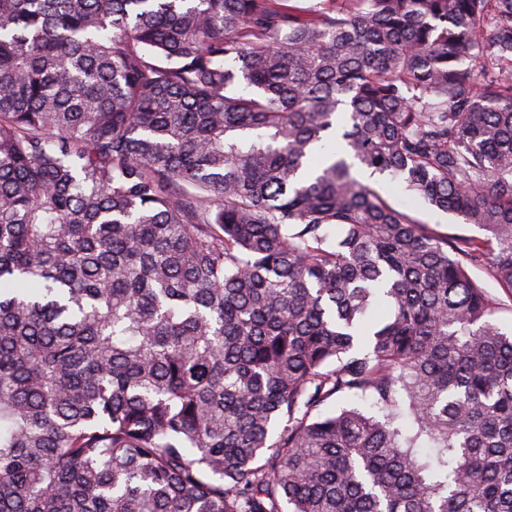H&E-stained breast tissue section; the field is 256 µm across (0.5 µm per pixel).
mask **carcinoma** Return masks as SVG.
Instances as JSON below:
<instances>
[{
	"label": "carcinoma",
	"mask_w": 512,
	"mask_h": 512,
	"mask_svg": "<svg viewBox=\"0 0 512 512\" xmlns=\"http://www.w3.org/2000/svg\"><path fill=\"white\" fill-rule=\"evenodd\" d=\"M293 2L0 0V512H512V0ZM370 184L396 207L409 205L413 214L422 224H429L432 231L438 234L453 236H482V232L470 224L461 221L450 214L442 213L430 208L422 201L410 202L396 181L386 176H375ZM472 276L480 280L497 307L496 319L506 329L512 328V292L501 287L484 269H474Z\"/></svg>",
	"instance_id": "obj_1"
}]
</instances>
